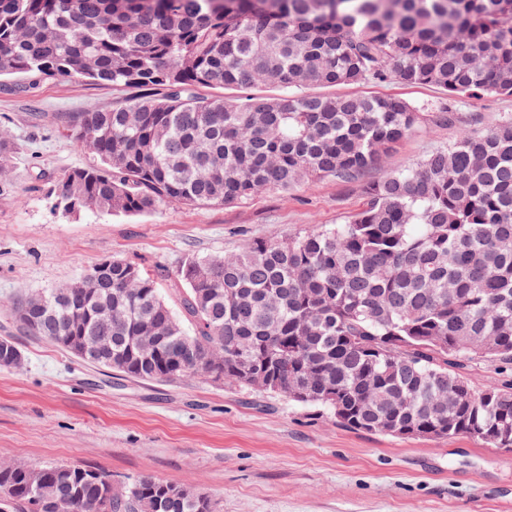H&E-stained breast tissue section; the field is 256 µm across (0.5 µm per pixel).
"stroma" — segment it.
<instances>
[{"instance_id":"stroma-1","label":"stroma","mask_w":512,"mask_h":512,"mask_svg":"<svg viewBox=\"0 0 512 512\" xmlns=\"http://www.w3.org/2000/svg\"><path fill=\"white\" fill-rule=\"evenodd\" d=\"M356 91L434 113L448 102L457 116L410 134L366 173L369 181L453 143L462 129L512 116L507 96L451 100L395 80ZM113 98L111 87L77 78L46 80L30 95L0 86V137L17 146L12 188L0 196V337H12L25 356L23 367L0 369V458L96 468L118 489L144 475L188 484L218 512H512V451L469 438L358 432L324 407L204 379H113L16 331L14 301L74 281L105 258L174 271L189 255L236 254L255 239L348 223L366 202L360 183L325 178L244 203L139 215L54 209L55 184L96 158L35 113L103 110Z\"/></svg>"}]
</instances>
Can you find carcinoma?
I'll use <instances>...</instances> for the list:
<instances>
[{
  "label": "carcinoma",
  "instance_id": "obj_1",
  "mask_svg": "<svg viewBox=\"0 0 512 512\" xmlns=\"http://www.w3.org/2000/svg\"><path fill=\"white\" fill-rule=\"evenodd\" d=\"M77 77L112 108L57 112L98 159L53 189L65 213L224 205L349 182L428 121L405 100L315 93L398 80L448 98L512 96V0H0V76ZM200 88L236 90L203 96ZM16 146L0 139V170ZM347 224L257 239L174 274L107 258L13 304L19 328L144 382L219 380L327 408L339 425L512 448V117L364 186ZM169 283L174 312L160 286ZM140 336H162L155 357ZM67 464H0V512H216L190 485ZM467 373L479 387L490 383H501L504 380H512V369L510 367L505 371V369L487 362L472 364Z\"/></svg>",
  "mask_w": 512,
  "mask_h": 512
}]
</instances>
